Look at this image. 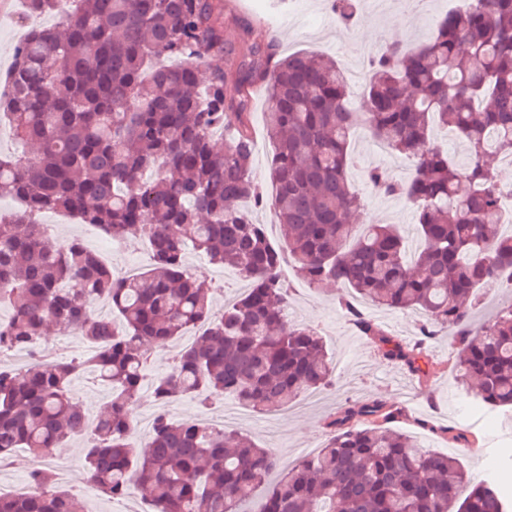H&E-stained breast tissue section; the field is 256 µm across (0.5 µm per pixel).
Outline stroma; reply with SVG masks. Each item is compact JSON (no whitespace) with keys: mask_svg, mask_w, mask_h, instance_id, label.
Returning <instances> with one entry per match:
<instances>
[{"mask_svg":"<svg viewBox=\"0 0 512 512\" xmlns=\"http://www.w3.org/2000/svg\"><path fill=\"white\" fill-rule=\"evenodd\" d=\"M454 7L453 0H429L423 11L417 9L415 0H356V18L348 36L342 39L331 35L336 17L329 0H224L219 19L232 45L263 43L274 37L281 52L323 54L348 68L367 64L391 39L412 43L429 37L436 20ZM250 99L255 131L252 175L271 195L275 192L274 148L264 130V89L253 88ZM353 155L350 180L365 202L363 222L402 225L409 245H417L414 206L404 198L374 192L364 177L367 169L375 167L395 179H407L412 172L411 161L380 150L362 133L355 137ZM43 221L55 225L59 237L82 238L114 269L140 271L152 263L150 249L139 239L115 242L94 225L54 213L45 214ZM187 263L200 279L218 286L216 305H223L226 296L242 292L240 277L233 270L210 264L205 255L189 252ZM286 274L293 288L288 317L323 338L333 358V374L318 402L302 407L294 404L286 412H246L234 424V431L253 437L281 462L296 465L305 449H319L327 443L331 435L328 423L341 406L377 399L399 411L391 429L411 435L427 450L459 458L471 482L499 484L512 503V410L486 405L464 390L455 370L452 336L441 335L431 344L428 375H411L383 359L376 344L350 324L342 308V289L309 287L291 268ZM363 310L393 338L406 344L416 342V314L368 303ZM450 427L464 432L465 441L449 439L446 430ZM53 455L69 462L70 470L62 483L81 497L86 512H146L147 505L140 496L111 500L92 489L81 465V442H65L54 449Z\"/></svg>","mask_w":512,"mask_h":512,"instance_id":"35a3bbf8","label":"stroma"}]
</instances>
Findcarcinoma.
<instances>
[{
    "label": "carcinoma",
    "instance_id": "carcinoma-1",
    "mask_svg": "<svg viewBox=\"0 0 512 512\" xmlns=\"http://www.w3.org/2000/svg\"><path fill=\"white\" fill-rule=\"evenodd\" d=\"M24 2L22 19L54 14L59 22L26 30L10 93L0 96V126L17 145L0 154V199L18 204L0 212V308L10 310L0 319V354L39 346L49 323L94 351L80 363L0 364V461L18 448L45 457L86 439L91 487L119 499L136 485L151 512H243L260 486L258 512H506L494 488L470 486L458 458L380 424L351 425L392 419L379 400L342 407L327 444L288 469L248 436L163 412L136 446L126 408L142 395L150 351L188 333L196 338L151 383L160 408L197 395L205 407L232 397L270 412L326 386V344L288 320L287 259L311 286L347 290L346 317L385 360L424 376L431 342L448 331L463 385L512 408V303L473 324L481 290L512 269L499 207L508 185L495 168L512 155V0H469L426 41L386 45L355 102L332 58L282 56L273 38L236 53L218 0ZM213 58L229 65L206 68ZM255 86L266 93L265 134L275 147L270 199L250 171ZM435 125L465 144V164L433 142ZM358 128L413 161L404 181L367 174L377 191L414 205L420 245L411 258L400 225L351 220L363 207L349 179ZM245 201L273 209L281 245ZM54 211L114 241L146 238L152 266L117 272L80 238L60 239L41 223ZM190 247L235 270L246 293L214 308L215 287L186 265ZM94 300L108 301L110 313L95 315ZM363 300L417 313L419 342L383 334ZM89 366L111 388L93 420L69 395ZM29 483L23 497L0 495V512H84L52 470L32 469Z\"/></svg>",
    "mask_w": 512,
    "mask_h": 512
}]
</instances>
